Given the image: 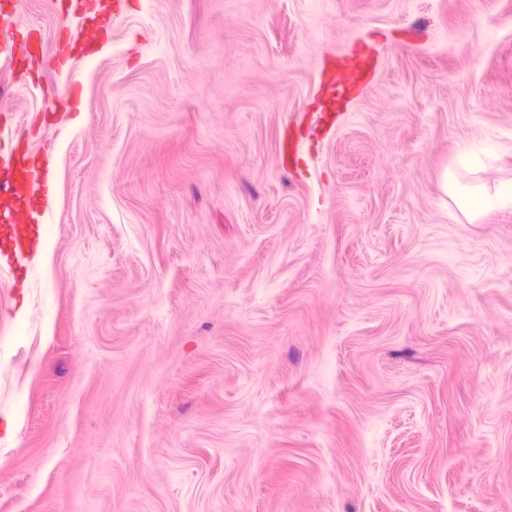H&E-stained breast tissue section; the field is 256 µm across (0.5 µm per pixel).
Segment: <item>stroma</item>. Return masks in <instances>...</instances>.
<instances>
[{
    "mask_svg": "<svg viewBox=\"0 0 512 512\" xmlns=\"http://www.w3.org/2000/svg\"><path fill=\"white\" fill-rule=\"evenodd\" d=\"M64 3L0 0V512H512V221L442 188L512 177V0ZM360 68L356 57L347 56L343 66L336 72V83L334 92L336 99H341L344 95H353L357 90L356 81L359 78ZM22 183L27 191L31 195L30 202L40 201V207L43 211H46L48 206V199L46 193V187L44 185L45 180L42 174L38 171L33 173L29 171L27 167L22 169ZM27 215L25 212L18 210L15 217L16 234L13 239L12 253L14 258L24 257L25 250L29 245V239L33 238L30 231V224H26Z\"/></svg>",
    "mask_w": 512,
    "mask_h": 512,
    "instance_id": "35a3bbf8",
    "label": "stroma"
}]
</instances>
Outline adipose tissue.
<instances>
[{
  "label": "adipose tissue",
  "mask_w": 512,
  "mask_h": 512,
  "mask_svg": "<svg viewBox=\"0 0 512 512\" xmlns=\"http://www.w3.org/2000/svg\"><path fill=\"white\" fill-rule=\"evenodd\" d=\"M473 169L470 155L462 153L453 167L445 173L443 182L449 198L456 204L466 221H473L491 210L512 217V178L493 182L482 181L473 185L462 184L459 175Z\"/></svg>",
  "instance_id": "obj_1"
}]
</instances>
